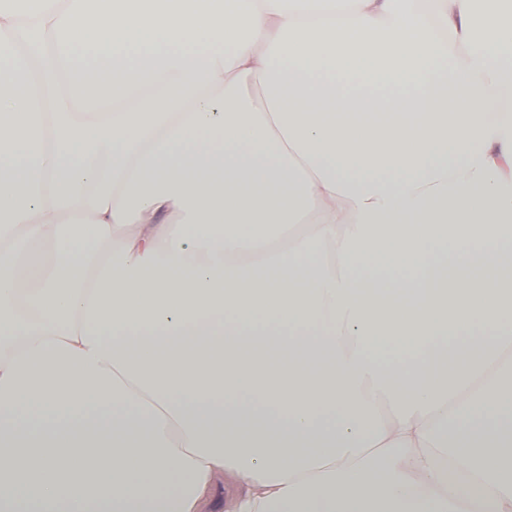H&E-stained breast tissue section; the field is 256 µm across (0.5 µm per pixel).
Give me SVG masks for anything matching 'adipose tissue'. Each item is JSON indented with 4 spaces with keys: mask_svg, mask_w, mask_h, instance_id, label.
Here are the masks:
<instances>
[{
    "mask_svg": "<svg viewBox=\"0 0 512 512\" xmlns=\"http://www.w3.org/2000/svg\"><path fill=\"white\" fill-rule=\"evenodd\" d=\"M227 476L512 512V0H0V512Z\"/></svg>",
    "mask_w": 512,
    "mask_h": 512,
    "instance_id": "obj_1",
    "label": "adipose tissue"
}]
</instances>
